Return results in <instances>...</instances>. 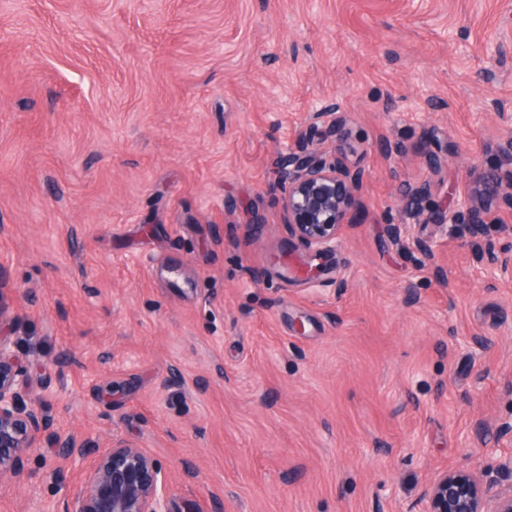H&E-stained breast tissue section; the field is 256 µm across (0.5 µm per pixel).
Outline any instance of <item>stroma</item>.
Segmentation results:
<instances>
[{"mask_svg":"<svg viewBox=\"0 0 512 512\" xmlns=\"http://www.w3.org/2000/svg\"><path fill=\"white\" fill-rule=\"evenodd\" d=\"M347 119L364 182L308 278L276 158ZM512 0H0V267L58 435L121 437L192 512H408L512 444V276L450 206L512 169ZM233 201L227 209L225 201ZM54 440L0 512H64ZM406 204L418 213L427 212L429 221L438 222L445 213L448 216V223L457 224L462 222L470 238L475 255L479 259L486 258L495 261L491 251L492 233L512 237V225L500 223L498 217L493 215L492 202L480 200L477 205L466 209V211H451L448 206V194L444 195L445 200L440 203L432 199L431 184L428 182L408 187L405 191Z\"/></svg>","mask_w":512,"mask_h":512,"instance_id":"35a3bbf8","label":"stroma"}]
</instances>
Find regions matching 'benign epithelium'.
Masks as SVG:
<instances>
[{
  "mask_svg": "<svg viewBox=\"0 0 512 512\" xmlns=\"http://www.w3.org/2000/svg\"><path fill=\"white\" fill-rule=\"evenodd\" d=\"M345 120L334 112L310 117L306 144L280 156L283 205L287 219L283 228L290 239L311 251L304 263L307 275L324 268V252L343 227L350 223L354 193L362 174L351 171L340 147L330 153L314 145L328 139L339 142ZM406 204L427 213L437 222H460L466 228L475 255L494 260L492 234L512 237V225L493 215L492 202L482 200L464 210L452 211L448 200L432 199L431 184L424 182L404 191ZM18 291L10 276L0 271V324L8 309V292ZM18 340L0 331V481L24 473L30 449L51 437V420L22 390L27 367L16 354ZM424 512H512V491H493L468 469H448L426 484L421 494ZM65 512H171L163 492L161 464L138 447L111 440L97 455L93 470L74 495Z\"/></svg>",
  "mask_w": 512,
  "mask_h": 512,
  "instance_id": "1",
  "label": "benign epithelium"
}]
</instances>
